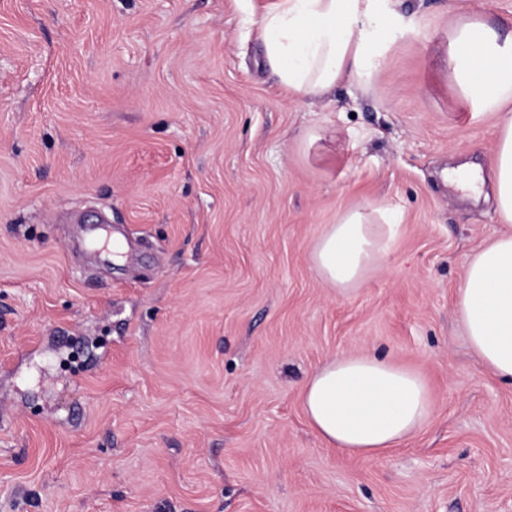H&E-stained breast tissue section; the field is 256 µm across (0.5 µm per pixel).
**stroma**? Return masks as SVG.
I'll use <instances>...</instances> for the list:
<instances>
[{"label":"stroma","instance_id":"35a3bbf8","mask_svg":"<svg viewBox=\"0 0 512 512\" xmlns=\"http://www.w3.org/2000/svg\"><path fill=\"white\" fill-rule=\"evenodd\" d=\"M267 3L0 0V512H512V386L454 313L506 226L439 176L491 167L448 53L512 0H401L371 79L319 100L268 66ZM356 207L399 229L340 297L310 249ZM358 352L433 400L376 461L300 404Z\"/></svg>","mask_w":512,"mask_h":512}]
</instances>
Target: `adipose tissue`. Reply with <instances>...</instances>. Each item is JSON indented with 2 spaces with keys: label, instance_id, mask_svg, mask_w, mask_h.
<instances>
[{
  "label": "adipose tissue",
  "instance_id": "ef3b65f1",
  "mask_svg": "<svg viewBox=\"0 0 512 512\" xmlns=\"http://www.w3.org/2000/svg\"><path fill=\"white\" fill-rule=\"evenodd\" d=\"M388 8L381 0H271L259 25L267 59L290 93L320 97L369 74ZM448 67L467 101L499 115L491 168L496 210L512 223V33L486 21L456 31ZM359 209L314 241L310 258L340 297L381 267L396 235ZM455 314L468 347L500 382L512 384V233L469 255ZM302 407L322 441L367 460L415 437L432 414L427 381L372 354L340 355L305 379Z\"/></svg>",
  "mask_w": 512,
  "mask_h": 512
}]
</instances>
